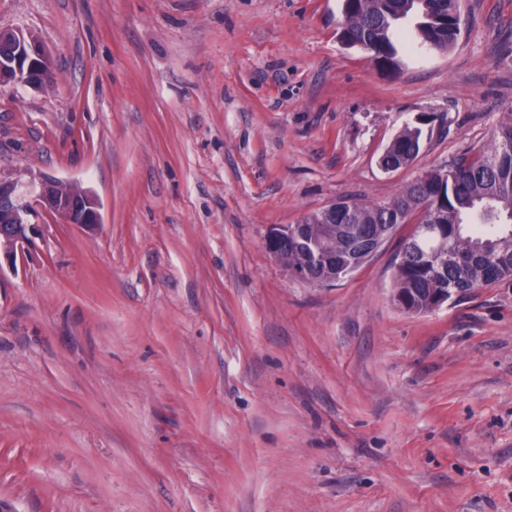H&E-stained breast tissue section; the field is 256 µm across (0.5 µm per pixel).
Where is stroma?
<instances>
[{"label":"stroma","mask_w":512,"mask_h":512,"mask_svg":"<svg viewBox=\"0 0 512 512\" xmlns=\"http://www.w3.org/2000/svg\"><path fill=\"white\" fill-rule=\"evenodd\" d=\"M342 0H0L53 81L0 86V177L92 190L0 266L14 512H512V282L410 314L403 224L316 285L267 233L382 203L512 110V0L385 70ZM420 152L378 159L404 126Z\"/></svg>","instance_id":"35a3bbf8"}]
</instances>
